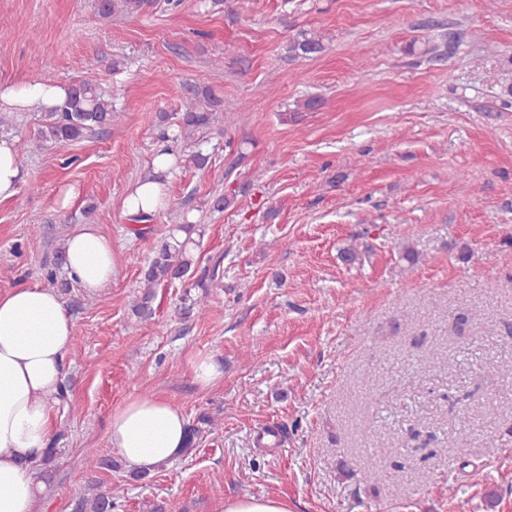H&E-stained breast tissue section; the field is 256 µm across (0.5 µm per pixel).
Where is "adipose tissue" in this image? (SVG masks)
<instances>
[{"label": "adipose tissue", "instance_id": "1", "mask_svg": "<svg viewBox=\"0 0 512 512\" xmlns=\"http://www.w3.org/2000/svg\"><path fill=\"white\" fill-rule=\"evenodd\" d=\"M65 96L61 85H8L0 88V106L30 111ZM64 252L65 275L87 293L111 283L112 240L95 225H78ZM74 334L54 290L21 283L0 293V512H34L44 495L35 463L53 437V395L64 381ZM108 440L128 470L150 472L184 453L187 422L165 398L141 395L113 412Z\"/></svg>", "mask_w": 512, "mask_h": 512}]
</instances>
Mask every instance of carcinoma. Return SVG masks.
Masks as SVG:
<instances>
[{
  "mask_svg": "<svg viewBox=\"0 0 512 512\" xmlns=\"http://www.w3.org/2000/svg\"><path fill=\"white\" fill-rule=\"evenodd\" d=\"M140 7V0H99L95 15L109 17L115 12L134 11ZM326 36L313 31H303L288 42V57L306 58L325 49ZM221 100L210 90L192 88L188 90L178 119L170 120L161 116L164 125L163 138L172 142L189 141L197 148L188 154L167 151L174 166L202 169L209 164L210 156L199 148L204 134L218 120L216 108ZM120 113L112 99L104 97L91 80L67 89L64 101L44 109L39 137L51 144L62 146L83 138L96 129L112 127L118 122ZM197 224L183 217V222L169 229L162 245L156 252L143 275V292L136 298L133 308L139 317L152 314L154 288L163 282L188 274L193 264L191 246L196 244L193 234ZM115 489L104 485H93L80 497L77 512H112L116 505Z\"/></svg>",
  "mask_w": 512,
  "mask_h": 512,
  "instance_id": "obj_1",
  "label": "carcinoma"
}]
</instances>
